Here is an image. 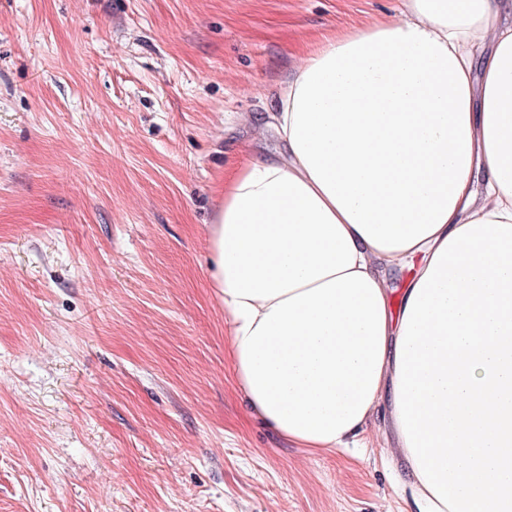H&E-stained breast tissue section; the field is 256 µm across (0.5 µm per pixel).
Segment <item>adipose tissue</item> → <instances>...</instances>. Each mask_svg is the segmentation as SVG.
I'll use <instances>...</instances> for the list:
<instances>
[{
    "label": "adipose tissue",
    "mask_w": 512,
    "mask_h": 512,
    "mask_svg": "<svg viewBox=\"0 0 512 512\" xmlns=\"http://www.w3.org/2000/svg\"><path fill=\"white\" fill-rule=\"evenodd\" d=\"M247 121L283 149L225 182L209 272L254 414L338 451L387 405L418 512H512V0H403Z\"/></svg>",
    "instance_id": "adipose-tissue-1"
}]
</instances>
